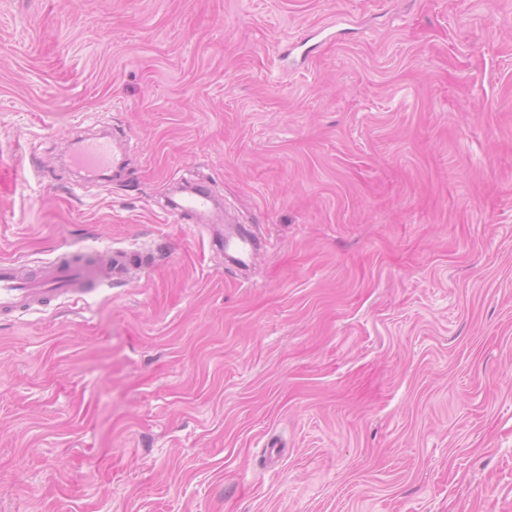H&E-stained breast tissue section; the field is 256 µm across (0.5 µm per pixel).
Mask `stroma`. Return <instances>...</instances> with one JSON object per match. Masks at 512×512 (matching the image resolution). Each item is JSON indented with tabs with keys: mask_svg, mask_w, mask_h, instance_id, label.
<instances>
[{
	"mask_svg": "<svg viewBox=\"0 0 512 512\" xmlns=\"http://www.w3.org/2000/svg\"><path fill=\"white\" fill-rule=\"evenodd\" d=\"M0 167V261L159 254L0 319V512H512V0H0ZM71 164L81 171L113 176L125 165L126 157L112 146V138L98 137L82 139L70 155ZM209 202V195L199 190L183 204L177 205L174 209L170 210L171 212L168 211L167 214L173 215L177 219H182L186 215L195 218L208 209Z\"/></svg>",
	"mask_w": 512,
	"mask_h": 512,
	"instance_id": "35a3bbf8",
	"label": "stroma"
}]
</instances>
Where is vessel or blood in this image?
I'll return each mask as SVG.
<instances>
[{
	"instance_id": "b4317fda",
	"label": "vessel or blood",
	"mask_w": 512,
	"mask_h": 512,
	"mask_svg": "<svg viewBox=\"0 0 512 512\" xmlns=\"http://www.w3.org/2000/svg\"><path fill=\"white\" fill-rule=\"evenodd\" d=\"M70 161L79 170L102 176L117 172L126 157L116 150L111 138L98 137L78 141ZM209 202V195L200 191L177 205L172 214L179 219L195 217L208 209ZM133 268L146 270L144 257L123 250L114 251L98 264L65 252L27 275L21 273L16 262L0 261V316L15 318L46 307L54 300H80L101 283L123 281Z\"/></svg>"
}]
</instances>
